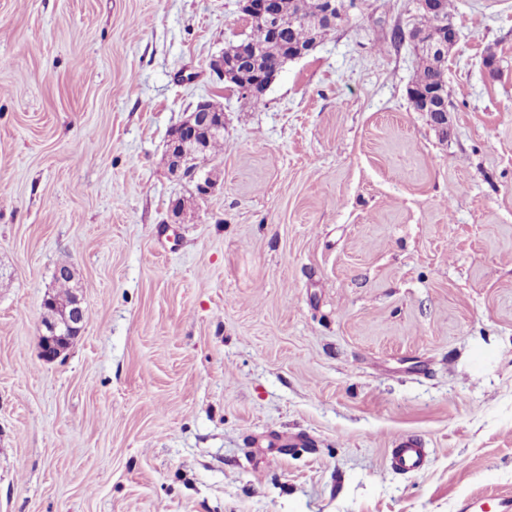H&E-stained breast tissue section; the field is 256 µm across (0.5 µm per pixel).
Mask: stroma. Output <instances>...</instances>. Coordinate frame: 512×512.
<instances>
[{
    "label": "stroma",
    "mask_w": 512,
    "mask_h": 512,
    "mask_svg": "<svg viewBox=\"0 0 512 512\" xmlns=\"http://www.w3.org/2000/svg\"><path fill=\"white\" fill-rule=\"evenodd\" d=\"M451 13L443 136L391 42L414 0H364L259 104L211 67L239 0H0V512L512 498V0ZM202 100L206 197L166 154ZM61 264L86 322L48 363ZM399 435L426 469L391 470Z\"/></svg>",
    "instance_id": "35a3bbf8"
}]
</instances>
